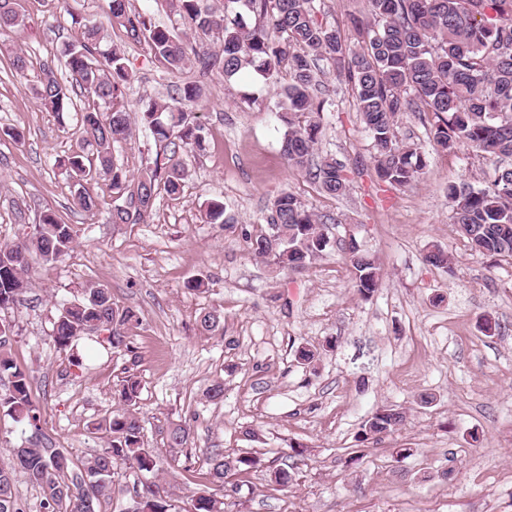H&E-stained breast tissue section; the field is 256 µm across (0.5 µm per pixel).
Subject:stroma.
I'll return each mask as SVG.
<instances>
[{"mask_svg": "<svg viewBox=\"0 0 512 512\" xmlns=\"http://www.w3.org/2000/svg\"><path fill=\"white\" fill-rule=\"evenodd\" d=\"M130 2L152 24L217 51L216 35L185 30L171 0ZM365 6L321 0L317 18L355 50L349 17ZM16 9L24 26L0 33V129L21 128L25 140H0V244L32 235L48 208L77 231L61 261L30 268L24 299L9 313L11 355L34 377L44 433L73 458L99 452L106 438L95 425L116 408V386L130 366L142 385L137 412L155 476L181 507L208 489L205 457L217 449L257 460L230 478L239 487L234 512H512V259L463 247L446 192L452 181L487 185L491 164L466 146L433 151L429 118L408 113L399 137L430 152V165L411 188L379 181L353 90L327 65L322 80L333 104L321 116L315 155L340 160L349 177L346 193L330 198L281 155L282 83L252 71L228 81L192 63L172 69L146 43L109 26V0H16ZM87 21L103 24L105 43L123 49L132 73L122 107L134 118L133 137L113 150L130 173L158 152L136 121L141 109L169 100L186 82L204 88L187 111L203 129L205 149L185 154L181 196L158 195L146 224L109 223L113 192L104 179L85 185L99 201L95 214L75 206L73 182L56 161L77 150L80 115L57 119L34 95L44 66L64 75L62 50ZM15 51L31 61L25 76L10 66ZM283 191L335 221L325 227L330 246L321 256L275 273L248 252L244 235ZM213 199L224 204L225 224L204 221ZM352 239L381 267L368 298L342 252ZM432 244L448 252L450 270L424 262ZM195 278L204 290L187 289ZM91 284L138 311L139 323L126 329L138 362L97 333L79 339L78 368L55 346L58 303L80 299ZM212 308L224 312L223 335L197 330L201 312ZM488 317L498 324L491 336L482 327ZM302 345L319 348L314 367L297 362ZM218 380L224 399L212 403L205 394ZM384 406L401 408L404 424L359 441L364 419ZM177 424L190 429L183 448L168 443ZM250 429L258 439L247 437ZM297 444L303 452H294ZM401 447L412 455L396 459ZM279 468L293 474V485L272 481Z\"/></svg>", "mask_w": 512, "mask_h": 512, "instance_id": "obj_1", "label": "stroma"}]
</instances>
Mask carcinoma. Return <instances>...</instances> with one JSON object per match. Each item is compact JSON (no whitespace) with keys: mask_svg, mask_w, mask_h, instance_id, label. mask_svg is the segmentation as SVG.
Segmentation results:
<instances>
[{"mask_svg":"<svg viewBox=\"0 0 512 512\" xmlns=\"http://www.w3.org/2000/svg\"><path fill=\"white\" fill-rule=\"evenodd\" d=\"M317 0H224V12L215 14L205 0H175L176 12L188 30L221 35L222 53L214 58L201 53L161 27L149 25L130 7V0H110L109 22L124 28L127 37L143 41L172 68L194 62L206 72L221 68L231 79L252 69L265 79L288 74L283 90L282 121L286 131L281 150L288 165L303 172L326 196L336 198L347 190L344 165L333 157L313 161L321 134L320 114L329 102L317 79L316 62L339 69L354 92L361 121L375 149V169L382 182L395 187L412 186L428 166L426 152L398 139L396 124L407 112L433 116V146L451 152L468 146L494 165L493 179L484 188L450 182L452 224L471 251L491 258H512V0H367V11L351 19L361 49L347 48L341 34L317 19ZM19 25L13 0H0V31ZM102 26L82 25L81 37L62 51L69 83L57 79L52 69L36 89L40 107L57 117L74 108V97L87 101L80 122L84 149L61 161L77 184L109 178L117 195L110 211L114 224H144L156 196L180 197L187 177L182 151H201L202 127L191 122L185 107L202 96V87L187 82L171 101L151 102L140 112L141 123L159 146L169 149L164 158L138 176L115 164L112 147L132 137L127 112L117 108L131 80L119 48H101ZM209 224H224V204L211 200L205 206ZM328 215L310 211L291 192L271 201L264 228L245 234L247 249L275 269L296 268L319 256L329 240L323 224ZM77 237L48 208L39 217L33 236L0 245V413L25 423L32 434L13 449L12 462L0 465V512H25L15 494L21 474L41 492L43 512H108L113 501L128 493L115 482L117 471L129 466L148 475L155 471L153 450L146 447L136 406L141 383L133 374L117 389L119 408L103 418L107 445L85 459H73L42 431V410L32 400L33 376L14 363L10 353L14 325L2 313L13 308L26 292L25 275L32 256L51 265L65 256ZM364 296L378 287L380 266L376 258L352 241L344 248ZM435 267L450 265L438 246L425 255ZM140 322L131 307H117L109 288L90 285L83 297L65 303L53 321L52 338L60 349H72L87 332H105L116 353H134L125 334L127 325ZM201 334L214 336L224 329V314L204 311L197 321ZM405 413L385 406L368 416L361 439L379 438L399 429ZM190 429L177 425L168 431L172 448L187 444ZM210 483L223 497L234 498L238 487L227 486L232 472L255 464L247 455H207ZM136 512H224L226 502L203 493L189 508L179 509L156 482L133 488Z\"/></svg>","mask_w":512,"mask_h":512,"instance_id":"obj_1","label":"carcinoma"}]
</instances>
